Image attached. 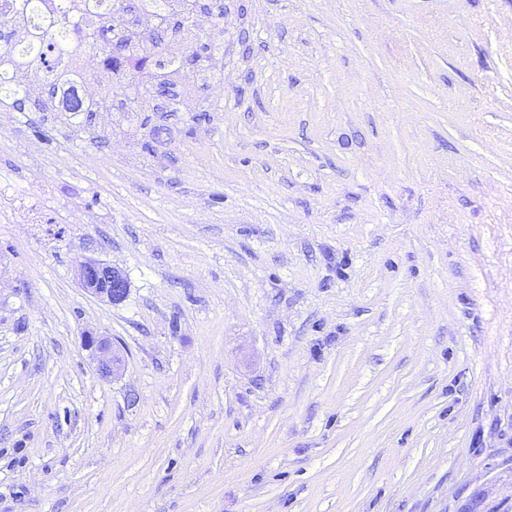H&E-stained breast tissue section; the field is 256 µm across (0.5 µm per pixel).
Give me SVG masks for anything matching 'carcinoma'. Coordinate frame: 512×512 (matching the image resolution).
Masks as SVG:
<instances>
[{
    "label": "carcinoma",
    "instance_id": "1",
    "mask_svg": "<svg viewBox=\"0 0 512 512\" xmlns=\"http://www.w3.org/2000/svg\"><path fill=\"white\" fill-rule=\"evenodd\" d=\"M83 0L79 10L83 29L78 38L71 30L29 28L23 16H0V58L8 57L13 70L25 74L22 84L0 75V111L17 102L30 112H57L56 88L76 84L82 76L77 58L104 52L105 74L97 78L94 92L74 100L71 109L93 116L96 112H145L155 90L177 86L189 79L202 86L224 72V52L209 36L182 40L185 29L208 14L217 34L224 33V0ZM148 13L160 27L146 35L136 19Z\"/></svg>",
    "mask_w": 512,
    "mask_h": 512
}]
</instances>
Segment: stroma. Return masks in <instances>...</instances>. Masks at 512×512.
I'll return each instance as SVG.
<instances>
[{
	"label": "stroma",
	"mask_w": 512,
	"mask_h": 512,
	"mask_svg": "<svg viewBox=\"0 0 512 512\" xmlns=\"http://www.w3.org/2000/svg\"><path fill=\"white\" fill-rule=\"evenodd\" d=\"M201 97L0 112V512L512 502V0H224ZM76 277L85 293L113 305L122 303L129 292L125 274L97 258L80 261L76 267ZM84 346L95 354L102 378L117 377L123 367V356L108 336H84Z\"/></svg>",
	"instance_id": "35a3bbf8"
}]
</instances>
